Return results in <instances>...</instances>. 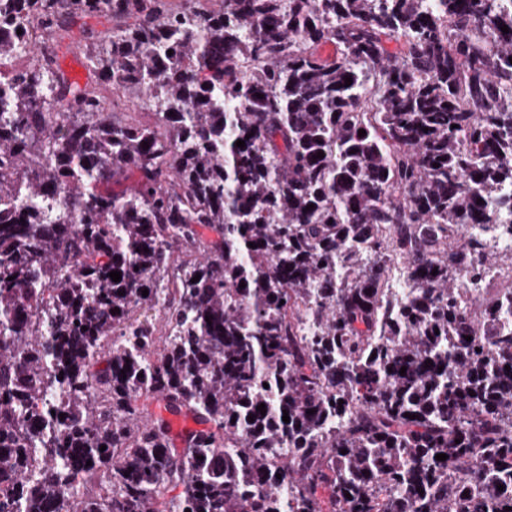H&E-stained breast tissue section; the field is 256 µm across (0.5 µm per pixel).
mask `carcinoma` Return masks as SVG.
<instances>
[{"mask_svg":"<svg viewBox=\"0 0 512 512\" xmlns=\"http://www.w3.org/2000/svg\"><path fill=\"white\" fill-rule=\"evenodd\" d=\"M94 15L105 87L14 67ZM511 57L512 0H0V512L512 507ZM388 272L383 288L388 293L399 297H407L409 288H404V264L399 256H393L388 262Z\"/></svg>","mask_w":512,"mask_h":512,"instance_id":"obj_1","label":"carcinoma"}]
</instances>
